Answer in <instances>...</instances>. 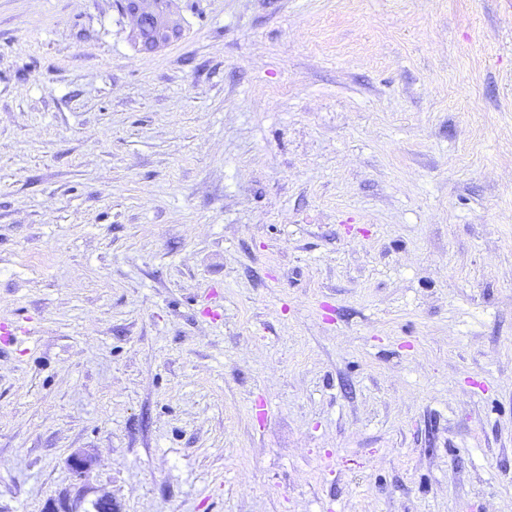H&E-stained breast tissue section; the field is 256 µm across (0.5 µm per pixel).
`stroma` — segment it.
<instances>
[{
	"instance_id": "stroma-1",
	"label": "stroma",
	"mask_w": 512,
	"mask_h": 512,
	"mask_svg": "<svg viewBox=\"0 0 512 512\" xmlns=\"http://www.w3.org/2000/svg\"><path fill=\"white\" fill-rule=\"evenodd\" d=\"M173 11L0 0V512H512V0ZM137 2V6L134 10L128 12L127 14L132 18L134 22V26L136 29L140 27L142 21L147 17L146 23L144 26H141L139 36L145 39H159L163 41H167L170 37L173 38L176 36L174 33H167L164 28L158 25L157 22L154 21L152 17H148V15L153 10V2L154 0H135Z\"/></svg>"
}]
</instances>
